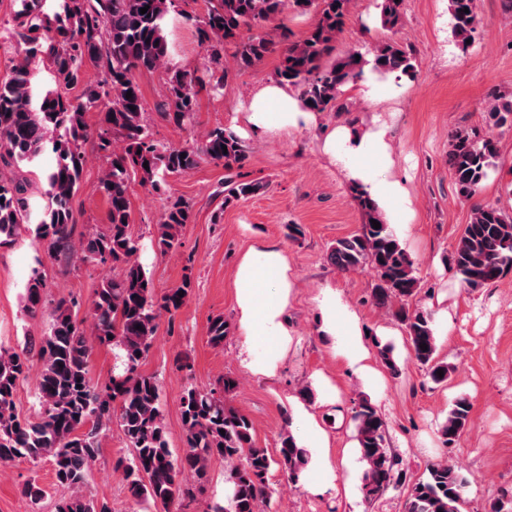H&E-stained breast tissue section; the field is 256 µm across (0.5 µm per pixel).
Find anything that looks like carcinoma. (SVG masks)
Masks as SVG:
<instances>
[{
	"instance_id": "1",
	"label": "carcinoma",
	"mask_w": 512,
	"mask_h": 512,
	"mask_svg": "<svg viewBox=\"0 0 512 512\" xmlns=\"http://www.w3.org/2000/svg\"><path fill=\"white\" fill-rule=\"evenodd\" d=\"M14 21L20 59L12 76L0 83V238L15 235L21 224L30 223L31 205L26 183L5 175L4 170L39 157L47 147L49 128L61 131L52 141L56 164L47 174V204L36 223V238L48 249L70 248L76 223L72 199L80 187L86 162L82 143L90 132L86 112L110 106L102 117L98 148L107 167L98 191L109 204L105 232L80 242L83 260L99 261L121 268L119 278L95 289L91 301L92 336H87L77 318L79 302L73 298L48 301L46 283L36 271L25 288L29 314L51 307L49 332L31 338L43 362L38 386L39 417L21 416L15 400L19 382L26 373V352L0 346V465L53 462L58 486L68 495L58 499L55 512H112L84 492L89 464L98 455L103 431L115 425L121 431L130 457H118L114 471L121 474L132 497L169 508L195 497L182 473H205L211 460L227 466L229 493L226 503L207 506L205 512H265L272 496L269 473L278 467L288 482L298 485L308 456L291 431L281 434L276 455L257 445L251 420L228 407L225 395L237 383L229 378L209 390L188 387L181 398L184 456L175 461L168 446L159 385L155 376L139 371L158 329V319L178 311L189 297L191 278L165 293H155L152 279L137 261L138 246L129 232V180L160 189L166 176L194 171L209 160L232 171L245 167L249 155L229 128L216 127L196 144L167 147L154 141L143 120L142 94L136 74L167 69L168 43L165 17L175 0H16ZM351 0H208L198 20L197 35L212 63L218 65L224 49L241 68H249L267 56H278L277 81L300 89V100L309 112L332 111L342 88L364 74L365 67L381 77L415 72L408 48L388 39L377 45L371 58L352 50L329 57L343 29ZM314 9V25L302 37L290 41L275 38L266 27L289 5ZM402 2L381 0L380 24L387 31L402 23ZM148 7L146 13L140 9ZM452 33L466 44L476 24L475 0H449ZM260 29L249 36L243 32ZM48 63L55 88L35 90L34 65ZM98 75L89 79V72ZM225 73L216 67L202 73L168 72V103L163 117L178 126L193 115L199 90L218 91ZM132 93L126 98V93ZM489 116L497 127H512V99L493 96ZM498 150L491 137L479 139L466 128L450 136L447 163L458 192L471 199L497 167ZM148 166H143V163ZM224 202L230 203L264 191L261 181L227 178ZM364 218L360 230L330 246L327 260L340 272L372 267L377 284L372 289L376 307L395 317L408 337L414 360L436 384L448 381L450 366L440 360L433 313L413 303L421 292L418 266L402 247L376 204L362 188L351 187ZM193 204L176 196L166 199L158 220L156 245L163 253L181 246L184 225L192 222ZM380 228L375 229L372 221ZM451 266L469 288L498 282L512 270V214L492 204L476 205L456 243ZM228 325L224 316L211 318L208 342L224 346ZM118 350L122 371L99 384L89 374L91 341ZM428 346L424 351L420 345ZM381 363L393 375L400 367L393 347L378 348ZM443 371L440 376L437 371ZM471 404L455 399L440 427L443 444L454 442L466 428ZM360 459L364 463L361 490L368 500L381 498L402 484L403 470L392 455L386 424L375 404L361 398L353 410ZM468 481L459 466L448 460L427 466L425 476L413 483L406 499V512H461Z\"/></svg>"
}]
</instances>
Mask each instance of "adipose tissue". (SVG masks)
Masks as SVG:
<instances>
[{
    "label": "adipose tissue",
    "mask_w": 512,
    "mask_h": 512,
    "mask_svg": "<svg viewBox=\"0 0 512 512\" xmlns=\"http://www.w3.org/2000/svg\"><path fill=\"white\" fill-rule=\"evenodd\" d=\"M315 119V113L304 111L286 86L276 82L254 94L246 117L250 130L256 134L308 124ZM324 150L332 163L339 165L349 179L361 185L381 209H389L393 202L403 197L402 183L391 173L392 160L385 128L362 135L351 132L346 126L334 128L325 138ZM293 288L288 263L276 245L258 242L241 259L235 279L239 325L248 347L262 350L261 355L249 363L252 372L269 373L279 359L280 348L288 336L281 316ZM321 311L325 335L340 333L349 338L348 345L340 348V355L371 384L381 385V375L367 363L370 351L363 342L365 330L361 321L342 305L340 294L334 287H327ZM291 405V424L303 433L301 444L310 453L311 466L322 470L326 477H333L327 437L313 412L297 397L292 398Z\"/></svg>",
    "instance_id": "adipose-tissue-1"
}]
</instances>
